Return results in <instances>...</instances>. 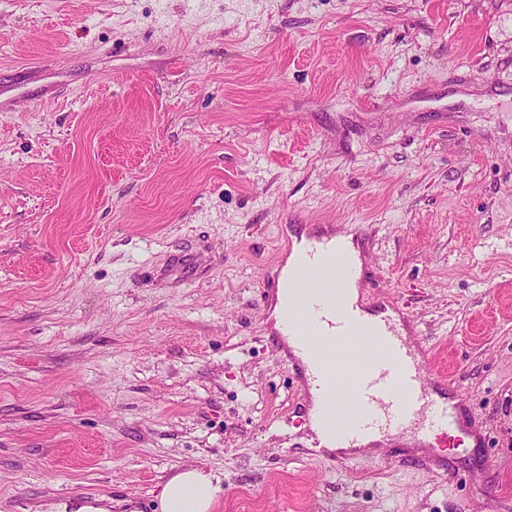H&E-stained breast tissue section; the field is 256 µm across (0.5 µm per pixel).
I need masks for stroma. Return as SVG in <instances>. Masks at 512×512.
Segmentation results:
<instances>
[{"label": "stroma", "mask_w": 512, "mask_h": 512, "mask_svg": "<svg viewBox=\"0 0 512 512\" xmlns=\"http://www.w3.org/2000/svg\"><path fill=\"white\" fill-rule=\"evenodd\" d=\"M475 446L316 454L269 322L295 230ZM512 512V0H0V512ZM352 235L341 234L337 237V240L342 243L345 248L346 253L352 258L354 265L356 267V274L354 278L347 284L345 289V297L349 301L350 304L356 306L357 310L361 312L364 318L368 322H375L380 320L382 317H385V313L374 314L371 311H366L359 304V295H360V277H361V252L358 249L357 245L352 240ZM222 491L218 479L196 468L184 469L162 484L160 512H211Z\"/></svg>", "instance_id": "35a3bbf8"}]
</instances>
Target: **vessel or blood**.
<instances>
[{"instance_id": "obj_1", "label": "vessel or blood", "mask_w": 512, "mask_h": 512, "mask_svg": "<svg viewBox=\"0 0 512 512\" xmlns=\"http://www.w3.org/2000/svg\"><path fill=\"white\" fill-rule=\"evenodd\" d=\"M327 249V239L314 236L305 274L282 284L294 299L285 329L310 349V378L328 400L311 409L309 419L334 417L337 439L350 443L408 433L449 437L459 428L458 414L435 395L452 391L454 382L430 372L411 336L390 321L365 323L337 300L352 269L337 258L335 281H322L320 261Z\"/></svg>"}]
</instances>
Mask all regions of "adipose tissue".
I'll return each instance as SVG.
<instances>
[{"instance_id": "ef3b65f1", "label": "adipose tissue", "mask_w": 512, "mask_h": 512, "mask_svg": "<svg viewBox=\"0 0 512 512\" xmlns=\"http://www.w3.org/2000/svg\"><path fill=\"white\" fill-rule=\"evenodd\" d=\"M222 493L219 482L188 468L165 481L159 493L160 512H211Z\"/></svg>"}]
</instances>
